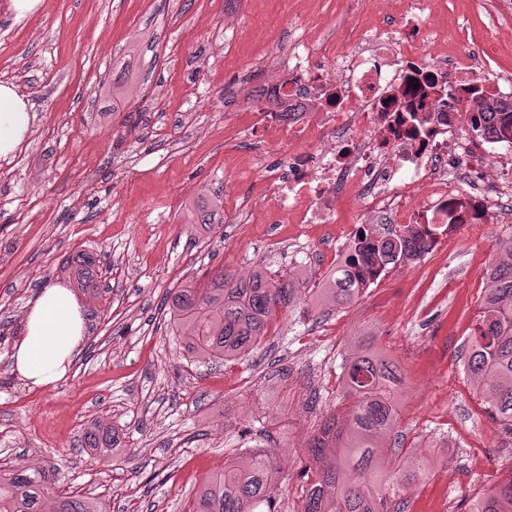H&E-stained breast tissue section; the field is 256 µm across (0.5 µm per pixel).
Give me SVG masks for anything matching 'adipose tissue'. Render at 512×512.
I'll list each match as a JSON object with an SVG mask.
<instances>
[{
    "mask_svg": "<svg viewBox=\"0 0 512 512\" xmlns=\"http://www.w3.org/2000/svg\"><path fill=\"white\" fill-rule=\"evenodd\" d=\"M35 113L9 84H0V157L26 138ZM23 333L13 346L11 369L28 388L46 389L65 379L87 348L83 306L66 286L42 288L29 304Z\"/></svg>",
    "mask_w": 512,
    "mask_h": 512,
    "instance_id": "adipose-tissue-1",
    "label": "adipose tissue"
}]
</instances>
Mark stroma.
<instances>
[{
    "mask_svg": "<svg viewBox=\"0 0 512 512\" xmlns=\"http://www.w3.org/2000/svg\"><path fill=\"white\" fill-rule=\"evenodd\" d=\"M225 0H43L16 17L0 0V83L37 119L0 157V461L44 457L60 488L105 512H188L225 461L269 448L282 475L276 512H302L308 441L343 416V361L364 336L404 371L393 448L439 451L416 485L390 486L404 512H463L512 469V442L486 412L460 353L480 311L498 241L455 236L447 255L392 270L350 307L318 303L335 271L331 248L295 240L288 225L256 233L220 214L187 222L190 201L213 199L235 173L224 127L259 80L264 53L294 43L304 24L343 39L350 14L375 18L371 0H242L234 45L224 43ZM275 44L262 45L272 20ZM454 47L486 42L512 78V0H448L432 14ZM137 43L140 90L112 106V70ZM207 108H199L198 99ZM104 265L99 293H81L88 348L56 387L31 391L10 370L22 314L41 288H76L62 264L74 251ZM302 285L251 353L201 365L184 354L161 303L190 278L258 269ZM100 420L117 446L98 461L78 440Z\"/></svg>",
    "mask_w": 512,
    "mask_h": 512,
    "instance_id": "stroma-1",
    "label": "stroma"
}]
</instances>
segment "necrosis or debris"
Here are the masks:
<instances>
[{
    "instance_id": "4bbe7bcc",
    "label": "necrosis or debris",
    "mask_w": 512,
    "mask_h": 512,
    "mask_svg": "<svg viewBox=\"0 0 512 512\" xmlns=\"http://www.w3.org/2000/svg\"><path fill=\"white\" fill-rule=\"evenodd\" d=\"M432 10L433 0H409L398 15L351 27L342 42L305 38L296 52L268 56L265 79L243 88L248 108L224 129L225 146L246 129L260 147L225 180V200L248 181L249 223L337 239L338 260L367 234L406 238L425 255L446 252L452 231L486 240L488 217L512 197V161L486 182L483 168L502 144L473 132L471 118L478 100L512 99V80L492 70L490 45L453 51L430 25ZM272 148L282 153L275 168ZM342 195L367 223H337Z\"/></svg>"
}]
</instances>
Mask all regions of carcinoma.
<instances>
[{
	"mask_svg": "<svg viewBox=\"0 0 512 512\" xmlns=\"http://www.w3.org/2000/svg\"><path fill=\"white\" fill-rule=\"evenodd\" d=\"M137 89V74L124 65L112 83V97L124 100ZM496 126L498 136L512 143V104L485 103L473 131ZM218 214V201L196 200L189 207L191 224H209ZM406 251L391 240L364 238L351 257L335 270L320 298L340 307L355 302L362 288L356 271L364 267L375 276ZM99 261L88 253L66 259L63 269L79 285L99 289ZM490 287L485 295L461 361L491 418L512 436V252L486 270ZM297 286L288 276L280 280L255 272L236 280L219 271L204 287L192 280L168 292L170 317L185 351L193 361L232 359L253 350L281 309L292 303ZM400 367L372 340H363L344 363L346 394L352 400L349 425L328 419L308 444L314 481L305 494L303 512H395L385 489L410 484L430 474L438 454L416 458L412 471L400 472L396 457L385 453L382 437L399 415L395 389ZM85 447L103 460L111 455V430L93 426ZM273 451L252 455L248 468L224 463V472L198 491L191 512H255L272 505V490L280 471L271 463ZM60 469L45 461L13 469L0 466V512H103L98 503L57 491ZM467 512H512V470L508 477L473 499Z\"/></svg>",
	"mask_w": 512,
	"mask_h": 512,
	"instance_id": "obj_1",
	"label": "carcinoma"
}]
</instances>
